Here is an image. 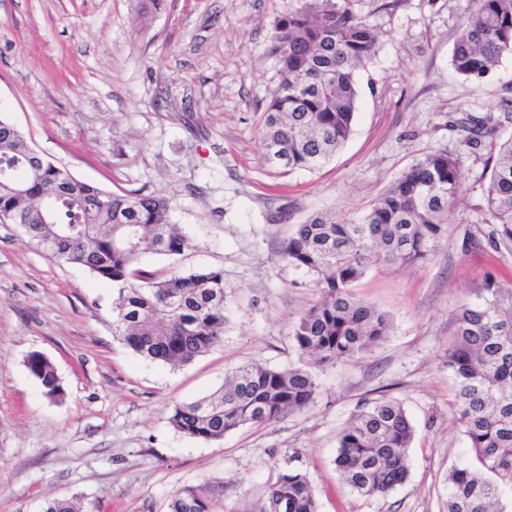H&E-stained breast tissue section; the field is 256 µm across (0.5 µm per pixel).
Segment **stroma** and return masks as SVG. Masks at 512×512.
<instances>
[{"label": "stroma", "mask_w": 512, "mask_h": 512, "mask_svg": "<svg viewBox=\"0 0 512 512\" xmlns=\"http://www.w3.org/2000/svg\"><path fill=\"white\" fill-rule=\"evenodd\" d=\"M374 26L379 49L359 75L353 132L317 171L278 177L264 162L260 113L276 84L269 51L288 0H0V118L45 158L106 191L160 193L194 247L142 264L224 271V342L180 367L136 355L113 334L118 289L50 258L0 222V512L69 498L85 512H168L192 487L221 512H253L283 466L306 474L319 512H440L450 468L470 448L455 417L446 355L454 314L487 274L512 282V251L486 238L487 152L460 120L512 103V56L480 82L451 56L473 0H340ZM460 160L465 193L428 261L379 263L354 293L387 312L378 347L314 369V400L265 425L207 442L178 433L174 405L219 389L232 368L310 365L292 340L320 298L280 260L298 224L365 212L434 148ZM54 366L62 399L26 367ZM401 403L416 433L410 473L384 497L353 492L336 438L372 399Z\"/></svg>", "instance_id": "1"}]
</instances>
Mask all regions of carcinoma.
<instances>
[{"label":"carcinoma","mask_w":512,"mask_h":512,"mask_svg":"<svg viewBox=\"0 0 512 512\" xmlns=\"http://www.w3.org/2000/svg\"><path fill=\"white\" fill-rule=\"evenodd\" d=\"M452 52L455 72L485 78L512 56V0H474ZM378 33L338 0H296L276 22L270 52L278 61L277 85L259 121L267 165L278 175L314 172L349 139L359 105V72L376 55ZM468 142L492 160L484 223L489 243L512 249V135L497 136L499 118L469 114ZM32 146L0 119V168L11 167ZM464 193L457 158L432 149L405 169L363 214L338 219L318 214L297 225L279 251L282 261L306 270L321 290L294 326L297 348L323 365L353 358L389 333L388 314L358 299L354 284L376 262L414 265L430 259L447 240L448 212ZM52 199V210L43 203ZM0 215L16 216L22 235L50 256L81 266L119 286L113 333L136 354L171 365L187 364L224 341V271L171 270L158 277L141 267L152 251L180 256L192 240L171 221L169 199L136 191L108 192L76 186L70 172L44 161L40 177L23 195L0 192ZM26 367L46 396L61 397L53 365L34 352ZM456 417L472 455L449 471L443 512H512L501 500L493 473L512 483V284L485 277L478 301L461 305L448 343ZM316 383L303 368L259 364L235 367L216 393L177 404L172 427L189 437L220 441L245 425L273 422L304 409ZM415 429L400 403L374 399L337 438L342 481L364 496L384 497L409 475L408 449ZM213 501L191 487L176 492L168 512H214ZM40 512H81L68 499L45 502ZM255 512H318L306 475L285 469Z\"/></svg>","instance_id":"carcinoma-1"}]
</instances>
